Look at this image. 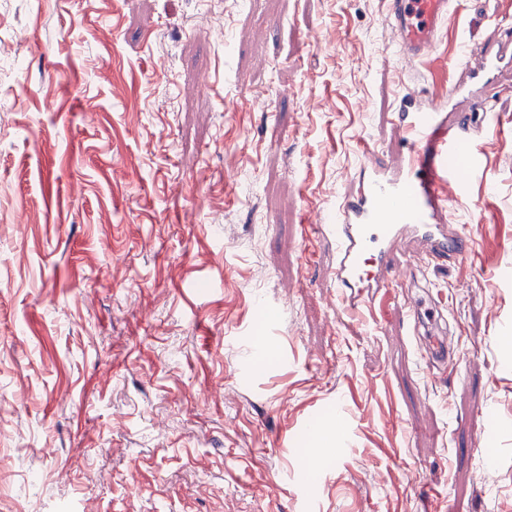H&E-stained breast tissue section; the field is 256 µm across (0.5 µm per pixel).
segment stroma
<instances>
[{
	"label": "stroma",
	"mask_w": 512,
	"mask_h": 512,
	"mask_svg": "<svg viewBox=\"0 0 512 512\" xmlns=\"http://www.w3.org/2000/svg\"><path fill=\"white\" fill-rule=\"evenodd\" d=\"M511 19L462 0L403 76L387 0H0V512H512V89L469 251L401 257L447 373L400 284L339 315L305 246L399 92ZM407 315L415 330L423 329L426 337L422 357L427 365L448 366L454 358V348L447 336L445 307L431 295L414 294L407 299Z\"/></svg>",
	"instance_id": "stroma-1"
}]
</instances>
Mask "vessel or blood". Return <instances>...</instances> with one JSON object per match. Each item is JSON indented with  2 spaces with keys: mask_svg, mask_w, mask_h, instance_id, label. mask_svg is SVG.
Wrapping results in <instances>:
<instances>
[{
  "mask_svg": "<svg viewBox=\"0 0 512 512\" xmlns=\"http://www.w3.org/2000/svg\"><path fill=\"white\" fill-rule=\"evenodd\" d=\"M453 8L454 0H388L400 66L433 54ZM511 66L512 26L500 24L483 44L462 45L455 64L459 79L447 93L406 88L390 115L401 150L393 154L361 141L352 189L339 196L328 223L313 227L334 247L331 282L348 311L386 293L394 282L412 289L407 315L426 336L422 357L430 366L447 365L454 357L445 308L416 293L417 277L398 257L410 244L441 266L466 250L448 211L464 187L461 165L480 163L472 130L492 107L486 90Z\"/></svg>",
  "mask_w": 512,
  "mask_h": 512,
  "instance_id": "b4317fda",
  "label": "vessel or blood"
}]
</instances>
